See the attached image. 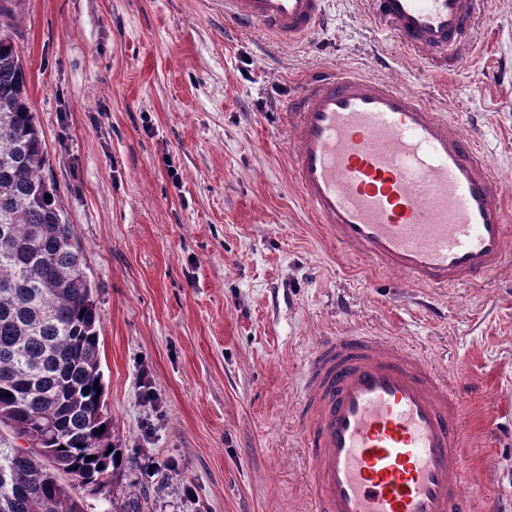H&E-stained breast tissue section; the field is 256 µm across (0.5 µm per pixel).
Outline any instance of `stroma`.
<instances>
[{"instance_id": "obj_1", "label": "stroma", "mask_w": 512, "mask_h": 512, "mask_svg": "<svg viewBox=\"0 0 512 512\" xmlns=\"http://www.w3.org/2000/svg\"><path fill=\"white\" fill-rule=\"evenodd\" d=\"M448 77L404 57L385 78L480 123L512 200V0ZM283 45L224 22V0H14V39L47 146L43 175L83 248L104 413L123 461L84 512H307L296 376L322 337L362 327L454 374L464 488L512 512V275L423 308L403 278L314 223L279 120L324 68H376L365 0ZM155 399L146 402L145 390Z\"/></svg>"}]
</instances>
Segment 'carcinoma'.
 Returning <instances> with one entry per match:
<instances>
[{"label": "carcinoma", "instance_id": "cac0c4a2", "mask_svg": "<svg viewBox=\"0 0 512 512\" xmlns=\"http://www.w3.org/2000/svg\"><path fill=\"white\" fill-rule=\"evenodd\" d=\"M0 0V512H82L83 487L120 461L104 416L98 313L83 250L42 176L47 151Z\"/></svg>", "mask_w": 512, "mask_h": 512}]
</instances>
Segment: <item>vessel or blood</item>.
<instances>
[{
    "mask_svg": "<svg viewBox=\"0 0 512 512\" xmlns=\"http://www.w3.org/2000/svg\"><path fill=\"white\" fill-rule=\"evenodd\" d=\"M328 0H224V20L295 44ZM407 53L454 72L488 0H367ZM302 198L337 244L417 288L481 285L512 266V214L485 143L416 92L353 68L306 78L282 115ZM310 512H476L455 383L368 331L324 338L300 384Z\"/></svg>",
    "mask_w": 512,
    "mask_h": 512,
    "instance_id": "b4317fda",
    "label": "vessel or blood"
}]
</instances>
